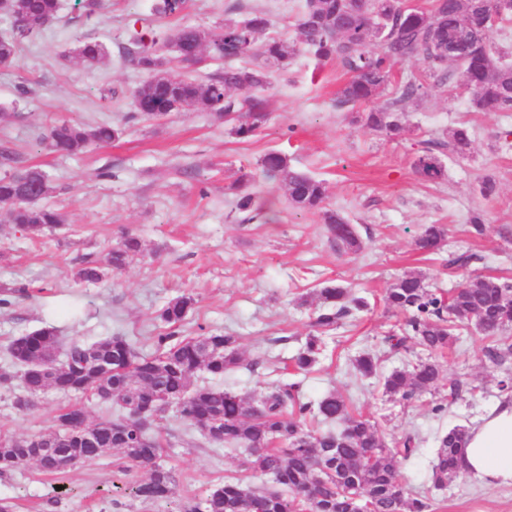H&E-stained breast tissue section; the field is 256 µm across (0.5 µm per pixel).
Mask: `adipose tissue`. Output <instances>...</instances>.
I'll return each instance as SVG.
<instances>
[{
	"label": "adipose tissue",
	"mask_w": 512,
	"mask_h": 512,
	"mask_svg": "<svg viewBox=\"0 0 512 512\" xmlns=\"http://www.w3.org/2000/svg\"><path fill=\"white\" fill-rule=\"evenodd\" d=\"M465 459L471 476L488 485H512V396L469 429Z\"/></svg>",
	"instance_id": "ef3b65f1"
}]
</instances>
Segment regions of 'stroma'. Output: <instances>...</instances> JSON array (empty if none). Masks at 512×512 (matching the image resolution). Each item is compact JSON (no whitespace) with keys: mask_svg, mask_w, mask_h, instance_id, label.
I'll return each instance as SVG.
<instances>
[{"mask_svg":"<svg viewBox=\"0 0 512 512\" xmlns=\"http://www.w3.org/2000/svg\"><path fill=\"white\" fill-rule=\"evenodd\" d=\"M303 0H188L180 15L162 18L153 0H100L86 15L78 0H63L60 17L21 46L16 64L0 69V152L13 169L36 166L51 186L48 197L66 216L63 228L36 237L0 223V367H8L10 340L44 326L62 343L126 337L141 354L154 350L165 333L158 315L173 297L193 295L196 304L177 327L178 337L220 332L237 337L245 361L226 384L255 400L277 381L299 382L304 400L342 394L351 410L375 422L381 441L398 447L405 434L417 435L418 455L398 463L399 478L428 512H512V486H488L468 476L441 486L431 480L438 439L451 428L471 426L501 399L497 388L512 375V359L490 362L486 346L512 343V328L498 338L475 325L460 330L452 349L439 355L436 390L407 402L385 394L383 379L406 367L420 348L390 351L384 338L400 317L383 302L398 277L415 274L450 291L477 276L512 279V112H477L469 90L458 82L440 84L416 59L395 65L393 78L419 79L426 90L403 105V129L386 138L351 121L337 107L336 94L349 78L339 61L297 56L285 70H271L265 91L269 116L253 136L241 139L209 110L192 104L158 120L131 119V94L144 75L127 60L133 35L145 37L192 24L219 32L225 19L260 10L270 19L268 36L299 42L296 20ZM105 45L107 64L87 66L74 53L79 39ZM58 121L86 127L108 122L120 136L73 155L52 152L48 129ZM467 125L472 143L465 155L444 153V181H423L413 161L424 143ZM279 152L290 168L324 182L326 208L346 217L360 241L358 250L336 245L319 215L295 210L278 182L266 179L256 163ZM252 174L256 202L273 201L278 220L243 222L235 207L234 182ZM497 193L478 192L483 178ZM481 216L485 231L471 232ZM445 225L442 253L416 251L421 225ZM142 242L140 255L120 270L106 267L107 253L125 235ZM473 254L468 270L448 268L449 255ZM103 266L104 276L84 283L78 270ZM336 283L364 297L366 309L330 331L320 362L307 373L292 358L312 333L314 297ZM379 357L375 376L355 371V357ZM459 396L446 403L449 383ZM21 387L0 388V431L17 436L47 434L54 415L73 397L53 391L17 410ZM443 411H436L438 403ZM161 443L160 462L172 470L177 503H196L210 486L243 478L272 488L269 477L246 471V450L230 451L209 442L175 409L151 428ZM149 466L111 455L78 465L63 476L27 464L0 476V498L15 512H169L166 503L148 505L126 492L143 480Z\"/></svg>","mask_w":512,"mask_h":512,"instance_id":"stroma-1","label":"stroma"}]
</instances>
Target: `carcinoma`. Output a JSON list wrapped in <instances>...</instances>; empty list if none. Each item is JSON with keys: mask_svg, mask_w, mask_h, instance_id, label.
I'll return each instance as SVG.
<instances>
[{"mask_svg": "<svg viewBox=\"0 0 512 512\" xmlns=\"http://www.w3.org/2000/svg\"><path fill=\"white\" fill-rule=\"evenodd\" d=\"M185 7V0H155L154 11L174 16ZM60 0H14L16 32L0 38V68L14 65L23 39L54 21ZM484 0H436L433 8L406 7L403 0H305L297 27L301 44L265 37L269 19L253 11L243 19L228 18L220 34L200 45L198 27L183 25L172 34L145 40L135 36L127 49L132 63L148 78L132 94V118L157 119L172 111L174 102L184 106L199 102L213 111L216 119L231 125L239 138L252 136L266 117L262 93L268 86L272 68L285 70L305 47L320 61L336 59L350 73L336 97V106L351 110L370 103L391 83L395 64L417 59L431 76L448 81L467 75L466 88L472 92L476 112H512V63L509 51L493 43L484 25ZM182 46L179 64L184 68L199 65L202 54L210 50L219 58L238 59L250 55L264 59L262 67L229 65L224 72L205 82L170 73L161 49L171 40ZM76 55L85 63L103 65L108 51L98 41L79 42ZM239 91L237 98L231 92ZM424 93L420 81L395 86L394 97L355 117L371 130L391 136L401 130V104ZM119 137L110 124L86 128L61 122L50 128L48 146L60 153H75L89 143H109ZM472 132L466 125L456 126L442 137L428 142L417 155L414 168L423 180L438 183L445 178L443 150L463 156L471 144ZM270 178L284 183L291 206L321 215L336 246H360L353 225L333 210L324 208L326 187L320 180L292 170L288 158L278 152L266 154L259 162ZM49 183L38 167L0 175V208L7 220L33 236L55 229L65 222L64 214L45 202ZM447 230L441 224L423 226L415 245L423 254L442 250ZM141 253V241L126 237L109 254L108 263L120 269ZM512 284L502 277L480 276L452 293L426 285L422 278L404 275L387 289L386 306L404 316V323L388 336L390 348L399 351L414 339L429 354L450 348L457 340L455 331L478 320L492 326L512 307ZM320 305L304 345L293 357L299 371L316 365L325 347L324 334L340 320L367 307L362 297L341 285H327L318 291ZM195 299L183 294L171 299L160 311L159 319L171 326L180 325L194 308ZM59 343L52 327L36 329L14 337L9 355L17 374L0 370V386L13 385L15 378L26 396L15 401L23 410L29 402L48 391L61 394L88 393L122 407L135 399L146 401L161 394L216 445L250 451L247 469L270 475L280 486L265 490L249 482H224L209 489L198 503L181 512H355L361 495L371 512H428L429 504L412 496L398 481V458L415 456L418 440L407 435L398 448H387L378 430L362 414H352L344 397L336 392L324 394L317 403L304 402L296 383H276L258 400L248 402L239 394L219 385L191 388V377L205 370L222 376L243 365L237 352L238 337L220 333L179 339L171 331L155 337V352L140 356L121 336H110L91 344L75 340L66 359L53 373L44 376L29 368V362L55 354ZM92 350L112 364V373L97 376L86 365ZM512 353L511 344L489 346L485 357L501 364ZM440 379L439 365L432 359H419L409 369L394 370L384 378V391L408 401L435 387ZM312 416L329 426L313 431L305 424ZM57 430L51 434L20 438L0 434V474H8L30 462L41 471L59 475L66 470L52 466L43 456L46 445L68 444L67 422H82L95 432V441L69 452L81 462L97 460L118 449L125 457L153 464L148 479L128 487L129 494L144 503L172 502L175 480L170 470L155 463L159 445L136 426L122 420L88 421L85 408L70 405L55 416ZM467 428L457 426L439 441L432 480L436 485L465 477L463 447Z\"/></svg>", "mask_w": 512, "mask_h": 512, "instance_id": "obj_1", "label": "carcinoma"}]
</instances>
